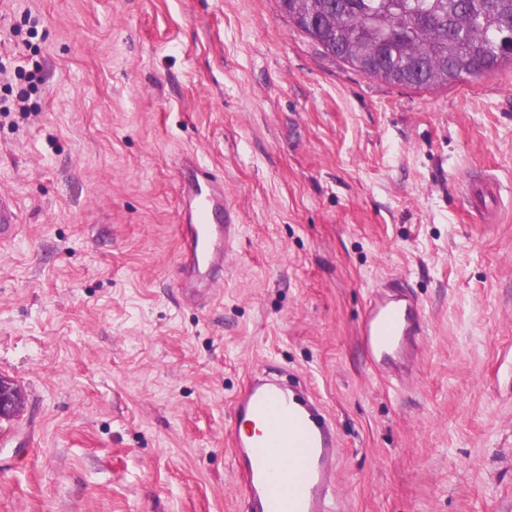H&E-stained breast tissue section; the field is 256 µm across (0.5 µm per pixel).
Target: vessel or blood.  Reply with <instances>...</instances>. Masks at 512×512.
<instances>
[{"instance_id": "obj_1", "label": "vessel or blood", "mask_w": 512, "mask_h": 512, "mask_svg": "<svg viewBox=\"0 0 512 512\" xmlns=\"http://www.w3.org/2000/svg\"><path fill=\"white\" fill-rule=\"evenodd\" d=\"M180 286L206 300L216 272L238 236L234 206L224 182L195 156L180 165ZM493 175L468 179L465 197L482 211L486 199L499 197ZM20 216L14 199L0 195V242L18 234ZM423 329L421 305L406 288L387 287L372 296L360 325L361 344L373 366L389 373L410 357ZM240 423L232 436L233 461L245 481L249 512H336L335 475L331 468L338 442L331 419L317 397L300 383L249 379L233 400ZM267 426L255 431V423ZM291 451V470L282 475L276 460Z\"/></svg>"}]
</instances>
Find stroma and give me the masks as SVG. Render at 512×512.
Here are the masks:
<instances>
[{
    "mask_svg": "<svg viewBox=\"0 0 512 512\" xmlns=\"http://www.w3.org/2000/svg\"><path fill=\"white\" fill-rule=\"evenodd\" d=\"M0 64V376L26 398L0 512H248L231 401L274 370L333 420L340 512H512L511 64L392 86L278 0H0ZM186 153L241 224L204 307ZM480 174L502 201L477 216ZM392 277L424 313L395 384L358 340ZM501 186L493 175L470 178L465 184V197L468 205L483 214V202L486 198H500ZM20 216L14 199L0 195V242L12 241L18 234Z\"/></svg>",
    "mask_w": 512,
    "mask_h": 512,
    "instance_id": "stroma-1",
    "label": "stroma"
}]
</instances>
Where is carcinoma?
I'll return each instance as SVG.
<instances>
[{"label": "carcinoma", "instance_id": "1", "mask_svg": "<svg viewBox=\"0 0 512 512\" xmlns=\"http://www.w3.org/2000/svg\"><path fill=\"white\" fill-rule=\"evenodd\" d=\"M279 2L326 52L393 85L441 87L512 62V43L502 39L512 30V0Z\"/></svg>", "mask_w": 512, "mask_h": 512}]
</instances>
